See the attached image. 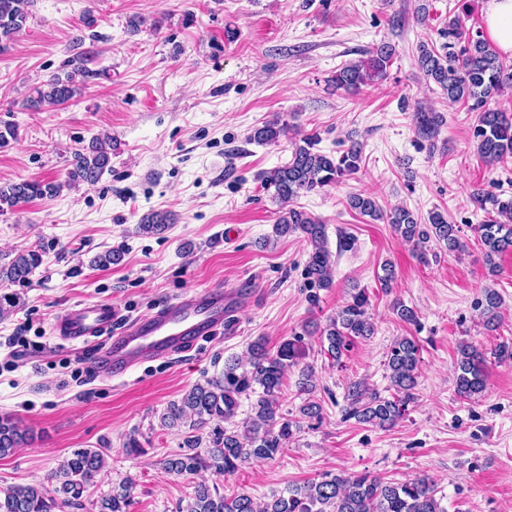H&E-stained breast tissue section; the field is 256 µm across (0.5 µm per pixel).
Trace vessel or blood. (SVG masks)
Instances as JSON below:
<instances>
[{
  "label": "vessel or blood",
  "instance_id": "b4317fda",
  "mask_svg": "<svg viewBox=\"0 0 512 512\" xmlns=\"http://www.w3.org/2000/svg\"><path fill=\"white\" fill-rule=\"evenodd\" d=\"M237 307V301L223 289L210 288L167 303L147 320L117 333L111 305L79 303L54 321L52 333L72 344L111 337V345L98 357L97 368L102 375L115 377L145 361L187 350L200 337L221 329Z\"/></svg>",
  "mask_w": 512,
  "mask_h": 512
}]
</instances>
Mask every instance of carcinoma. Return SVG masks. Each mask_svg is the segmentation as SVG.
I'll return each instance as SVG.
<instances>
[{
    "label": "carcinoma",
    "instance_id": "1",
    "mask_svg": "<svg viewBox=\"0 0 512 512\" xmlns=\"http://www.w3.org/2000/svg\"><path fill=\"white\" fill-rule=\"evenodd\" d=\"M35 0H0V53L8 50L10 42L32 17ZM448 42L436 50L425 44L419 46L417 62L426 79L437 84L448 100L464 101L476 113L473 130L478 155L493 167L512 157V116L490 107L491 101L512 89V66L506 65L484 36L470 35L456 16L441 31ZM459 51H453L455 45ZM395 54L389 43H381L367 52V57L343 65L332 82L338 89L356 93L362 87L385 76ZM68 65L73 71L54 74L35 89L29 100L37 108L45 104L57 107L81 96L84 79L101 75L85 67V59ZM418 134L431 141L445 124L440 112L415 113ZM288 135V124L279 117L253 130L249 140L257 144L275 143ZM315 137L307 135L292 145L287 163L262 172L258 179L265 190H274L273 199L280 204L273 225L275 237L299 234L310 247L304 275L310 286L306 296L309 305L319 301L317 290L333 287L335 259L327 247L326 225L304 210L292 205L299 193L321 190L337 184L360 168L362 151L353 141L339 155L314 150ZM112 144L109 138L94 137L89 144L73 153L67 185L94 184L111 169ZM63 184L55 181L21 179L0 185V213L20 207L33 198H52L60 194ZM476 208L485 214L480 224L473 225L488 266L497 273L495 258L512 251V197L502 199L482 189L471 195ZM349 206L374 221L390 224L394 233L412 244L420 259L428 262L431 243L443 246L450 253L466 250L462 228L448 223L439 211L421 223L412 211L395 206L381 208L371 194H354ZM174 218L167 211H150L141 217L139 233H164ZM44 249L37 245L15 255L6 264L0 263V283H25L42 264ZM122 261V252L107 250L96 255L90 265L105 268ZM487 328L493 330L501 322V298L492 288L483 289V298L476 301ZM369 295L366 290L352 286L348 300L329 317L319 329L321 343L327 354L340 361L353 339L374 335V324L368 313ZM301 337L296 336L270 352L265 343L257 340L249 347L248 365L238 362L225 367L220 377L197 383L178 400L169 402L160 416L161 426L171 429L186 427L192 432L184 442L185 450L170 459L161 460L164 469L178 475L215 469L233 473L251 459L272 460L288 444L299 421L280 412L279 394L288 368L298 364L302 351ZM420 357L417 342L408 337L397 339L387 352V368L395 394L380 396L361 382L348 389L346 416L361 423L387 428L400 420L414 400L416 374ZM484 353L474 344L463 342L458 347L455 387L459 395L472 397L482 393L486 385ZM262 389L252 405V414L241 428H226L222 421L232 419L242 395ZM209 447L200 450L202 436L198 435L209 423ZM29 432L8 416L0 417V456H7L26 445ZM107 454L102 448H80L72 452L51 473L48 485L25 484L0 488V512H81L86 485L105 467ZM131 484L100 497L95 503L97 512H128ZM179 512H444L436 498V489L426 479L384 482L367 472L347 476L325 473L321 478L288 489V495L264 503L250 495L239 493L232 497L221 494L205 483L195 487L194 495Z\"/></svg>",
    "mask_w": 512,
    "mask_h": 512
}]
</instances>
